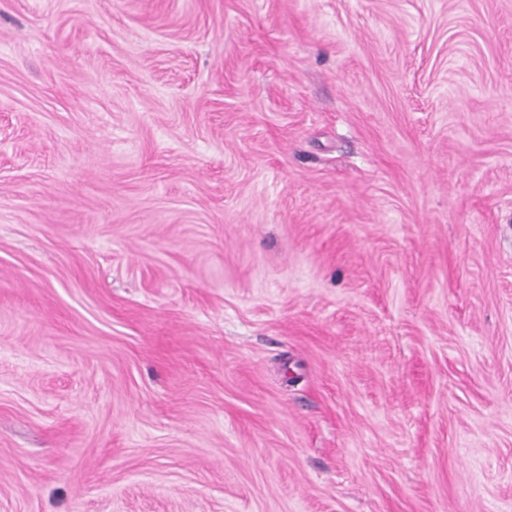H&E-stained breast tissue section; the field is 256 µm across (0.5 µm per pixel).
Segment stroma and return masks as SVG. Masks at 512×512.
Returning a JSON list of instances; mask_svg holds the SVG:
<instances>
[{"mask_svg": "<svg viewBox=\"0 0 512 512\" xmlns=\"http://www.w3.org/2000/svg\"><path fill=\"white\" fill-rule=\"evenodd\" d=\"M0 512H512V0H0Z\"/></svg>", "mask_w": 512, "mask_h": 512, "instance_id": "stroma-1", "label": "stroma"}]
</instances>
